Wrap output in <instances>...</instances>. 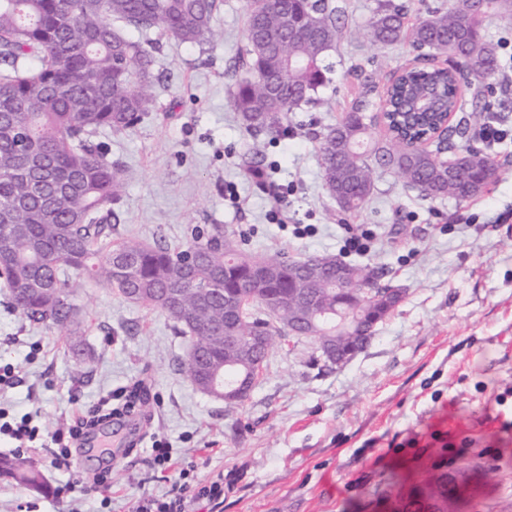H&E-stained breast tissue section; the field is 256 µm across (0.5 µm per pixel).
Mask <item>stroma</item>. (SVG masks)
<instances>
[{"label":"stroma","mask_w":512,"mask_h":512,"mask_svg":"<svg viewBox=\"0 0 512 512\" xmlns=\"http://www.w3.org/2000/svg\"><path fill=\"white\" fill-rule=\"evenodd\" d=\"M335 2L345 25L328 56L332 82L275 142L242 128L230 94L229 68L246 44V0H224L215 23L224 37L214 44L157 36L151 112L130 132L97 137L123 170L112 236L175 245L193 225L218 224L263 255L341 257L350 224L373 233L359 261L385 267L405 300L341 367H324L311 339L279 343L244 404L229 410L182 373L187 341L165 314L77 280L74 303L93 354L84 365L62 337L9 310L0 279V363L19 371L15 387L0 391L10 416L32 414L51 432L113 391L138 381L149 389L135 420L113 423L110 458L79 455L59 467L49 449H23L47 490L0 479V512H134L140 499L170 488L152 463L157 437L191 485L222 480L219 501H201L195 512H388L396 496L447 472L469 479L460 512H512V139L493 153L494 181L470 200H425L384 172L359 213L340 212L322 180L317 135L366 79L388 82L415 51L368 40L379 0ZM256 151L287 191V224L272 218L271 196L242 167ZM228 184L240 206L225 198ZM297 225L305 234H294ZM34 345L41 352L32 360ZM104 467L107 499L86 481ZM79 480L82 492H69Z\"/></svg>","instance_id":"obj_1"}]
</instances>
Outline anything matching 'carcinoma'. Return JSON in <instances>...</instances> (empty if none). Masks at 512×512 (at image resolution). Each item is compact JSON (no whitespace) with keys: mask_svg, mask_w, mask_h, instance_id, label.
Wrapping results in <instances>:
<instances>
[{"mask_svg":"<svg viewBox=\"0 0 512 512\" xmlns=\"http://www.w3.org/2000/svg\"><path fill=\"white\" fill-rule=\"evenodd\" d=\"M222 0H0V225L14 232L0 240L6 257L10 307L35 324H50L72 351L73 275L117 289L133 304L158 310L187 338L181 368L200 392H220L217 376L232 361L253 375L265 367L278 337L358 336L380 309L362 288L382 281L384 268L354 263L355 287L336 290V256L255 257L245 240L218 225L194 227L174 246L125 238L112 241V209L122 197L118 164L108 160L95 134L137 126L153 106L157 59L150 32L196 45L216 38ZM342 8L333 0H249L245 51L233 61L232 100L244 129L271 141L295 128V112L320 101L332 66L325 63L342 34ZM512 21V0H461L455 8L411 17L403 4L382 0L368 26L371 41L408 39L421 57L438 55L476 77L492 78L497 47L485 37L488 16ZM366 81L336 124L319 135V165L330 196L348 215L374 190L375 174L395 173L425 200L467 201L496 174L484 147L415 145L445 112L466 111L459 76L430 64H405L379 103ZM385 121L386 138L372 126ZM276 298L278 310L266 307ZM254 336L268 337L261 347ZM0 477L45 490L32 462L0 454ZM425 497L398 501L401 512H449L458 487L442 474Z\"/></svg>","mask_w":512,"mask_h":512,"instance_id":"obj_1","label":"carcinoma"}]
</instances>
